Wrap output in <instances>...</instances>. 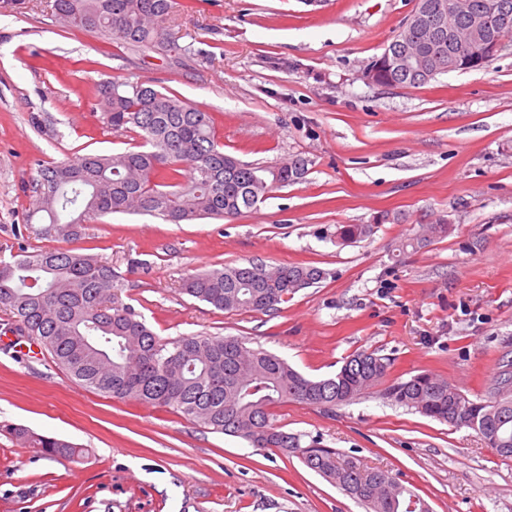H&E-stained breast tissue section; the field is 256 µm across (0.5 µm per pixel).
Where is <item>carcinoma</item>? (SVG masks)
Here are the masks:
<instances>
[{
    "mask_svg": "<svg viewBox=\"0 0 512 512\" xmlns=\"http://www.w3.org/2000/svg\"><path fill=\"white\" fill-rule=\"evenodd\" d=\"M56 15L79 31L99 34L135 51L182 50L170 28V0H55ZM405 43L420 50L424 71L384 69L395 86L431 81L425 71L448 73L479 56L473 40L463 54L446 36L405 27ZM95 105L115 131L132 132L134 149L111 155L84 154L74 162L41 165L32 180L28 218L39 217L41 237L71 241L95 218L116 213L158 215L173 224L197 218L233 219L253 210L274 190L305 177L310 160L296 156L274 167L244 163L224 152L210 113L145 83L102 81ZM371 224H348L336 238L368 236ZM448 235L431 224L403 246L420 247ZM308 265L274 269L249 262L189 275L182 293L225 312L267 313L297 290L323 279ZM120 276L102 258L66 248L20 250L0 259V311L11 329L46 348L78 384L118 401L168 409L212 433L239 438L254 448L296 457L308 469L363 505L366 512H430L419 495L389 473L318 440L282 429L272 408L296 402L336 407L384 382L388 363L368 352L352 355L333 377L310 379L280 356L238 336L160 338L125 303ZM386 399L440 422L458 413L455 426L473 429L505 458H512V369L497 379V394L477 402L444 378L429 373L384 388ZM5 432L49 457L80 459L83 449L22 425Z\"/></svg>",
    "mask_w": 512,
    "mask_h": 512,
    "instance_id": "cac0c4a2",
    "label": "carcinoma"
}]
</instances>
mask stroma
Here are the masks:
<instances>
[{
    "mask_svg": "<svg viewBox=\"0 0 512 512\" xmlns=\"http://www.w3.org/2000/svg\"><path fill=\"white\" fill-rule=\"evenodd\" d=\"M54 0H0V256L54 248L25 233L39 165L130 148L92 108L102 79L145 82L210 112L224 150L309 172L224 221L112 214L70 248L111 262L126 303L164 339L244 336L311 377L368 351L387 382L427 372L471 399L512 360V46L482 70L420 87L362 73L415 0H174L186 51H132L63 27ZM448 237L403 249L425 224ZM373 224L340 242L342 224ZM255 261L326 277L267 314L181 291L192 273ZM0 312V427L86 448L49 459L0 430V512H365L295 457L72 381L47 349L23 354ZM284 430L397 477L431 512H512V458L474 430L391 404L380 389L333 408L284 403Z\"/></svg>",
    "mask_w": 512,
    "mask_h": 512,
    "instance_id": "obj_1",
    "label": "stroma"
}]
</instances>
